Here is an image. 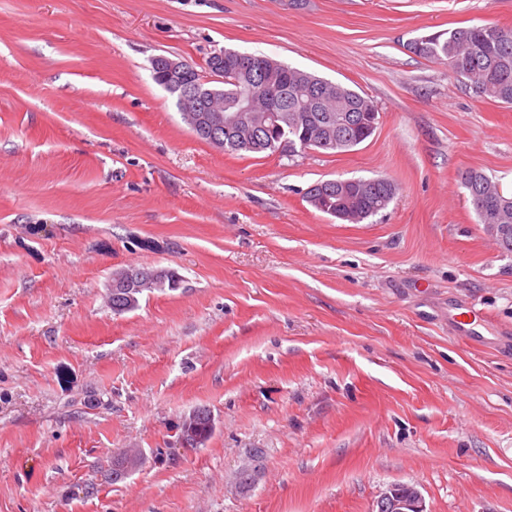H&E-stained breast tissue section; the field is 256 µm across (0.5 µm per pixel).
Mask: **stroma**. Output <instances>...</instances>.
I'll use <instances>...</instances> for the list:
<instances>
[{
    "mask_svg": "<svg viewBox=\"0 0 512 512\" xmlns=\"http://www.w3.org/2000/svg\"><path fill=\"white\" fill-rule=\"evenodd\" d=\"M486 24L512 0H0V512H374L396 483L512 512V254L456 180L512 193V107L407 48ZM224 48L348 85L375 132L224 154L151 72ZM334 178L398 193L343 224L305 198ZM128 265L180 285L114 314Z\"/></svg>",
    "mask_w": 512,
    "mask_h": 512,
    "instance_id": "35a3bbf8",
    "label": "stroma"
}]
</instances>
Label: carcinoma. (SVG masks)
Returning a JSON list of instances; mask_svg holds the SVG:
<instances>
[{
	"label": "carcinoma",
	"instance_id": "cac0c4a2",
	"mask_svg": "<svg viewBox=\"0 0 512 512\" xmlns=\"http://www.w3.org/2000/svg\"><path fill=\"white\" fill-rule=\"evenodd\" d=\"M408 46L415 48V54L425 59L445 60L448 69L460 78H464L480 96L494 102L512 105V28L498 25H480L457 28L447 32H436L417 38ZM309 84L323 88H332L333 92L310 104L307 97L300 95V84ZM245 82L239 84L224 83V111H237V100ZM271 91L288 102L284 111L283 123L288 139L308 142V149L335 154L348 150L350 146L336 141V128L340 119L350 112H374L376 106L369 98L341 84L316 76L312 73L279 63L273 78ZM218 149L224 153L260 155L274 153L275 148L267 141L256 142L240 136L224 139ZM458 178L465 188L474 212L481 224H489L484 208V197L492 196L499 201V219L497 223L507 225L498 231L497 244L512 252V196L504 193L498 182L476 169L459 172ZM386 194L383 179H373V184L360 189V195L350 200L352 208L362 219L380 212L379 200ZM308 202L318 211L330 214L343 197L336 191H307ZM149 282L133 292L132 300H124L123 312L139 307L140 299L146 292L174 289L178 287L177 274L168 269L154 268Z\"/></svg>",
	"mask_w": 512,
	"mask_h": 512
}]
</instances>
